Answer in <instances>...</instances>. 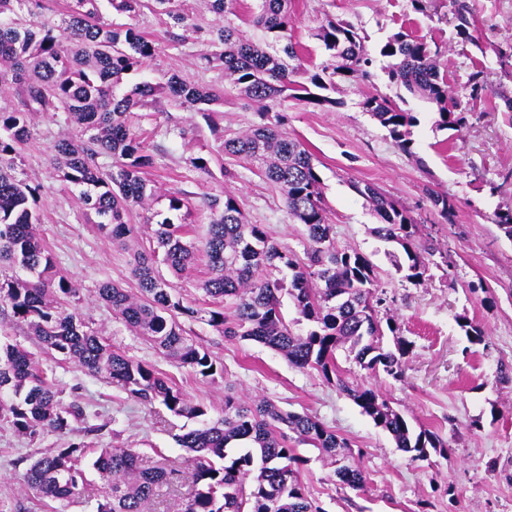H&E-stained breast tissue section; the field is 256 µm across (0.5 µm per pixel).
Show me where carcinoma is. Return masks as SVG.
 I'll list each match as a JSON object with an SVG mask.
<instances>
[{
    "instance_id": "cac0c4a2",
    "label": "carcinoma",
    "mask_w": 512,
    "mask_h": 512,
    "mask_svg": "<svg viewBox=\"0 0 512 512\" xmlns=\"http://www.w3.org/2000/svg\"><path fill=\"white\" fill-rule=\"evenodd\" d=\"M28 0H0V91L11 94L0 108V302L10 307L9 319L25 325L45 352L78 364L91 375L103 376L142 404H162L172 415L197 423L174 435L189 453L187 466H142L139 453L124 445L100 448L91 462L104 483L95 512H153L161 489L176 491L192 483L183 512H322L301 481L306 459L298 446L316 448L335 466L343 487L361 490L366 476L352 451L336 431L309 414L284 412L268 399L245 401L224 396V416L213 420L207 408L188 397L177 383L154 365L127 356L99 336L66 304L77 288L61 272L52 252L36 231L41 223L37 188L13 174L15 159L31 139V122L38 114L65 112L79 129L52 147V163L62 180L79 189V199L98 218L97 230L114 243L134 235L125 216L133 208L148 210L156 195L146 177L153 154L130 129L127 117L159 94L195 112H208L221 100L214 90L190 84L179 75L164 83L141 82L119 96L116 88L125 75L152 60L159 42L132 26L108 24L99 13L101 0H72L59 22L21 20L17 11ZM119 13L136 15L150 5L157 16L183 27L187 21L181 0H108ZM237 0H209L211 11L224 25L211 31L214 50L201 57L206 69L224 73V79L260 110L261 122L224 139V152L249 161L284 197L289 216L304 226L305 257L279 246L262 224H250L236 197L228 192L205 198L211 221L200 243L184 241L185 225L154 212L153 247L130 254V274L137 293L114 283L98 288V298L136 335L169 362L206 379L224 372V365L185 335L181 319L201 320L230 338L259 343L299 369L320 372L327 384L348 395L386 430L396 447L414 459L442 452L448 444L422 428L410 429L403 414L371 388L354 386L336 364L340 347L372 374L404 377L410 343L395 339L383 345V329L396 333L394 317L381 320L377 271L358 250L337 248L333 225L323 205L322 182L311 152L283 131L284 117L271 103L291 96L335 108L340 102L327 95L336 90V78L369 75L373 60L358 29L343 20L329 21L317 33L331 63L311 71L298 63L288 36L293 15L291 0H259L251 23L259 31L247 36L227 17L235 14ZM388 80L409 94L436 106L435 125L458 128L463 117L440 77V50L399 31L380 47ZM322 90L320 94L311 88ZM362 108L384 127L397 146L413 154L412 128L418 118L411 110L378 94L362 101ZM108 156L103 165L98 158ZM353 188L380 219L371 229L377 239L403 254L395 270L408 281L421 280L427 266L417 239V223L405 206L376 186ZM440 216L450 220L453 204L448 195L431 192ZM186 193L172 192L168 211L190 213ZM199 262L209 276L201 289L217 308L198 309L176 292L158 264L174 276ZM288 295L299 320L308 323L298 332L286 321L281 307ZM471 343L483 341L480 325L458 317ZM0 420L17 433L33 438L44 432L68 435L72 422L88 420L86 409L74 401L61 402L60 391L39 366L36 354L16 344L0 346ZM84 443L70 442L37 458L27 468L24 482L33 494L61 504L84 488Z\"/></svg>"
}]
</instances>
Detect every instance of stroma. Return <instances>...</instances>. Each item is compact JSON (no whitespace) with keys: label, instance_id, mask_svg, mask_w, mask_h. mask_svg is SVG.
I'll return each mask as SVG.
<instances>
[{"label":"stroma","instance_id":"1","mask_svg":"<svg viewBox=\"0 0 512 512\" xmlns=\"http://www.w3.org/2000/svg\"><path fill=\"white\" fill-rule=\"evenodd\" d=\"M460 3L474 22L469 41L455 29ZM183 5L190 27L179 42L165 40L166 22L150 10L133 17L103 10L105 20L134 25L161 42L158 55L140 73L125 76L119 92L176 73L192 84L218 88L224 96L209 118L162 96L131 113L133 130L145 138L155 158L148 170L158 191L154 208L167 212L170 192L187 193L195 205L187 236L197 239L209 222L204 197L227 191L236 196L250 223L266 225L280 246L303 254V227L290 219L280 192L252 166L223 151L225 138L259 123L260 117L219 72L199 63L212 49L208 31L219 22L207 0H183ZM293 13L291 35L300 62L315 71L328 56L312 32L330 18L352 21L373 55L398 31L438 44L443 50L440 74L464 108L460 130H441L429 104L409 99V109L419 118L409 156L360 106L374 89L392 99L400 95V87L383 73L369 84L338 83L339 105L333 109L295 99L279 106L288 118V135L314 156L337 246L356 248L371 260L398 334L412 344L401 381L360 369L342 351L336 354L338 366L348 381L386 397L411 429L436 432L448 442L447 452L412 459L317 371L297 368L261 344L224 337L202 321H184L188 336L224 365L223 373L203 380L164 360L115 319L97 290L107 282L133 287L130 257L98 232L77 190L60 180L51 163L54 142L77 134L60 112L35 117L17 175L38 187L37 232L79 290L68 308L129 357L155 364L175 379L212 417L222 415L229 393L242 399L264 397L333 427L358 452L367 484L360 492L341 486L317 449L300 446L308 459L302 480L324 512H512V380L498 378L501 366L512 365V238L494 222L496 212L512 209V111L504 103L512 97V0H432L424 13L415 11L411 0H293ZM200 155L209 161L208 172L189 163ZM357 182L379 187L411 210L421 244L431 249L424 281L411 282L396 273L386 244L371 233L379 219L354 191ZM431 189L453 199L451 220L442 219L433 207L427 197ZM461 315L483 328L482 343L468 341L457 322ZM4 340L38 353L63 403L76 401L94 412L95 432H75L73 441L94 448L124 444L148 460L160 455L184 464L187 452L173 439L183 419L162 406L136 403L109 380L41 352L26 327L8 328L0 333V342ZM63 443L56 434L32 439L0 422V512H89L83 503L64 508L37 497L22 482L34 460Z\"/></svg>","mask_w":512,"mask_h":512}]
</instances>
